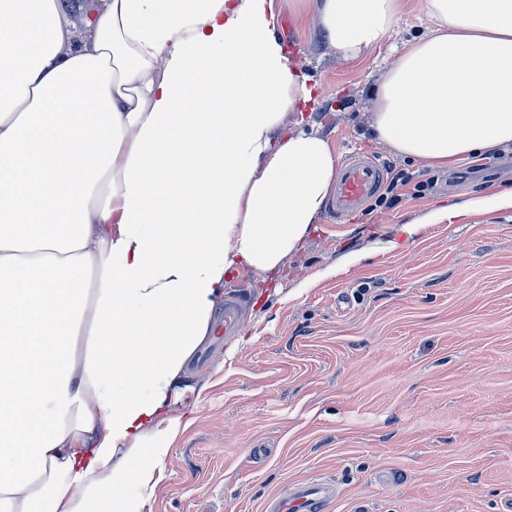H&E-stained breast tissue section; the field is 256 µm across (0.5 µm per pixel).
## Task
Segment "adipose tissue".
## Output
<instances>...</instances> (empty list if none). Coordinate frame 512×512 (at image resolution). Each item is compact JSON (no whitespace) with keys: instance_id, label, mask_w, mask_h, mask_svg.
I'll return each mask as SVG.
<instances>
[{"instance_id":"1","label":"adipose tissue","mask_w":512,"mask_h":512,"mask_svg":"<svg viewBox=\"0 0 512 512\" xmlns=\"http://www.w3.org/2000/svg\"><path fill=\"white\" fill-rule=\"evenodd\" d=\"M405 6L302 0L297 19L356 61ZM283 7L88 0L78 21L0 0V512H143L228 277L278 271L319 224L339 156L305 120L319 84L277 37ZM424 9L375 88L376 137L438 169L512 145V0Z\"/></svg>"}]
</instances>
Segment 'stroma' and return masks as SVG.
<instances>
[{"label": "stroma", "instance_id": "35a3bbf8", "mask_svg": "<svg viewBox=\"0 0 512 512\" xmlns=\"http://www.w3.org/2000/svg\"><path fill=\"white\" fill-rule=\"evenodd\" d=\"M430 26L423 0H406L390 35L350 62L285 8L277 36L320 85L311 123L338 155L378 153L428 188L322 217L275 279L246 270L225 285L248 298L241 332L192 357L178 384L190 424L144 512H265L311 478L332 484L328 512H512V208L425 220L511 186L512 150L439 171L370 127L373 87ZM408 222L414 242L397 248Z\"/></svg>", "mask_w": 512, "mask_h": 512}]
</instances>
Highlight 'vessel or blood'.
I'll return each instance as SVG.
<instances>
[{"label":"vessel or blood","instance_id":"vessel-or-blood-1","mask_svg":"<svg viewBox=\"0 0 512 512\" xmlns=\"http://www.w3.org/2000/svg\"><path fill=\"white\" fill-rule=\"evenodd\" d=\"M386 179V168L375 156L353 154L347 156L340 167L330 212L336 218L358 210ZM331 499L330 485L315 478L294 487L287 496L271 499L268 512H324Z\"/></svg>","mask_w":512,"mask_h":512}]
</instances>
